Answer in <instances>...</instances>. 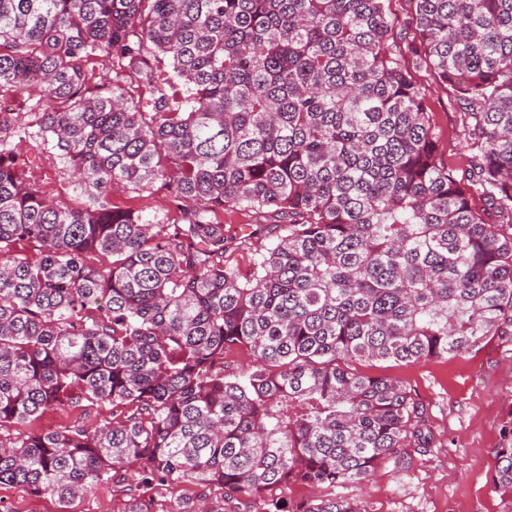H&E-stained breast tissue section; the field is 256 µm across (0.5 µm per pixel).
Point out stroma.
I'll list each match as a JSON object with an SVG mask.
<instances>
[{
  "instance_id": "stroma-1",
  "label": "stroma",
  "mask_w": 512,
  "mask_h": 512,
  "mask_svg": "<svg viewBox=\"0 0 512 512\" xmlns=\"http://www.w3.org/2000/svg\"><path fill=\"white\" fill-rule=\"evenodd\" d=\"M414 76L426 95L427 112L440 158L457 172L469 164L462 109L446 85L427 69ZM25 172L45 195L70 201L75 194L65 179L57 150L24 148ZM114 205L159 212L180 220L163 183L138 194L113 190ZM361 372L401 382L427 409L430 446L403 449L382 463L373 477L346 489L367 512H512V495L492 485L494 450L505 425L512 423V335L490 336L461 356L417 363L360 364ZM124 498L98 486L61 509L56 499L30 496L22 487L0 485V512H123Z\"/></svg>"
}]
</instances>
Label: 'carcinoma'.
Returning <instances> with one entry per match:
<instances>
[{
  "label": "carcinoma",
  "instance_id": "carcinoma-1",
  "mask_svg": "<svg viewBox=\"0 0 512 512\" xmlns=\"http://www.w3.org/2000/svg\"><path fill=\"white\" fill-rule=\"evenodd\" d=\"M412 2L404 53L391 0H0V91L28 106L0 113V484L66 505L133 463L139 488L217 492L170 512L292 484L320 495L263 512H367L342 489L426 442L427 416L353 365L512 326V234L470 203L512 218V0ZM413 67L468 116L462 176ZM34 141L76 205L27 179ZM159 181L181 223L112 205ZM228 208L253 217L246 276L224 261ZM102 405L119 418L36 425ZM494 460L512 494V424ZM83 417L80 408H56L48 410L39 420V425L45 429H61Z\"/></svg>",
  "mask_w": 512,
  "mask_h": 512
}]
</instances>
